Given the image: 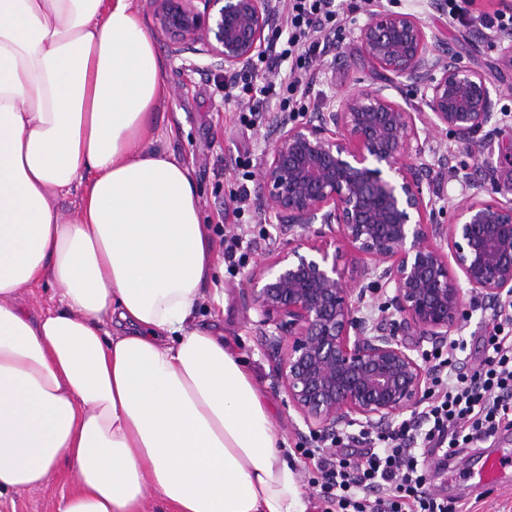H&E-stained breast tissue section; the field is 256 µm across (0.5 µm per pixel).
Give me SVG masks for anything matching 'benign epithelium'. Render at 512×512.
Returning a JSON list of instances; mask_svg holds the SVG:
<instances>
[{
	"mask_svg": "<svg viewBox=\"0 0 512 512\" xmlns=\"http://www.w3.org/2000/svg\"><path fill=\"white\" fill-rule=\"evenodd\" d=\"M201 2L204 8L196 6ZM171 52L204 55L224 73L265 41L273 0H150ZM360 55L380 85L347 90L304 122L270 117L271 146L261 182L289 235L251 271L257 325H273L280 349L279 386L317 436L345 426L385 430L427 393L423 343L438 345L463 318L467 285L486 309L512 295V206L473 196L456 203L452 222L436 210L444 186L424 163L405 162L417 122L443 126L458 143L482 150L496 130L493 84L453 55L436 52L432 37L409 13H377L362 28ZM425 88L423 116L395 79ZM492 174L512 186V140L498 144ZM428 192H423V188ZM338 234L371 261L372 293L390 289L384 316L369 327L357 316L336 242ZM448 249H443L442 244Z\"/></svg>",
	"mask_w": 512,
	"mask_h": 512,
	"instance_id": "1",
	"label": "benign epithelium"
}]
</instances>
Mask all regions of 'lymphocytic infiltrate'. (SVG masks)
I'll return each mask as SVG.
<instances>
[{
	"label": "lymphocytic infiltrate",
	"mask_w": 512,
	"mask_h": 512,
	"mask_svg": "<svg viewBox=\"0 0 512 512\" xmlns=\"http://www.w3.org/2000/svg\"><path fill=\"white\" fill-rule=\"evenodd\" d=\"M339 15L335 0H289L262 54L269 71L283 73L284 112L304 111L310 66L324 55ZM459 341L431 349L433 375L417 418L387 431L354 437L339 431L311 439L300 454L314 466L309 482L335 512H457L430 490L433 471L444 472L460 449L495 437L512 424V302L502 305L485 338L484 357L470 369L458 360Z\"/></svg>",
	"instance_id": "f902f5d3"
}]
</instances>
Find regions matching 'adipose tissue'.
Instances as JSON below:
<instances>
[{"label": "adipose tissue", "mask_w": 512, "mask_h": 512, "mask_svg": "<svg viewBox=\"0 0 512 512\" xmlns=\"http://www.w3.org/2000/svg\"><path fill=\"white\" fill-rule=\"evenodd\" d=\"M166 97L134 0H0V504L64 464L58 512L309 508L246 362L193 324L216 265L155 146ZM46 282L59 310L17 303Z\"/></svg>", "instance_id": "ef3b65f1"}]
</instances>
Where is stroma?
Returning a JSON list of instances; mask_svg holds the SVG:
<instances>
[{"label":"stroma","mask_w":512,"mask_h":512,"mask_svg":"<svg viewBox=\"0 0 512 512\" xmlns=\"http://www.w3.org/2000/svg\"><path fill=\"white\" fill-rule=\"evenodd\" d=\"M356 10L341 7L339 22L331 40L334 45L327 55L313 63L309 111L325 110L342 90L371 88L376 76L372 68L356 56L362 27L380 10L414 14L435 36L437 49L455 54L461 65L483 71L499 91L496 135L512 139V69L503 66L512 39L487 30L475 23L449 25L447 0H355ZM135 5L152 34L163 63L168 98L158 133L167 139L169 150L187 163L193 173L202 221L213 244L216 264L224 262V247L237 240L245 258L241 266L225 270L206 289V299L198 307L195 320L222 333L231 349L244 357L255 381L265 397L275 428L284 441L291 463H298L297 443L309 440L311 432L288 402L277 383L279 355L267 336L256 324L257 314L249 291L248 277L267 250L279 242L278 221L260 183V168L268 149L267 126L260 123L247 128L240 124L241 107L225 101L224 88L217 76L206 68L202 55H173L169 43L160 34L159 22L146 0ZM419 149L411 153L416 162L428 164L436 177L445 182L447 199L460 200L462 194H478L483 199L512 202V193L499 189L486 179L484 169L496 165L490 151L467 149L447 133L430 127L419 129ZM252 160L250 170L236 167L242 155ZM247 186L249 199L243 215L233 213L229 196L239 186ZM466 316L452 329L449 339L467 343L469 367L481 361L480 348L494 322V314L477 305L475 293L465 295ZM454 487L450 499L471 512H512V479L485 485L474 477L467 458H457L448 471ZM68 487L66 471L51 475L40 489L15 500V512H57L61 493Z\"/></svg>","instance_id":"stroma-1"}]
</instances>
